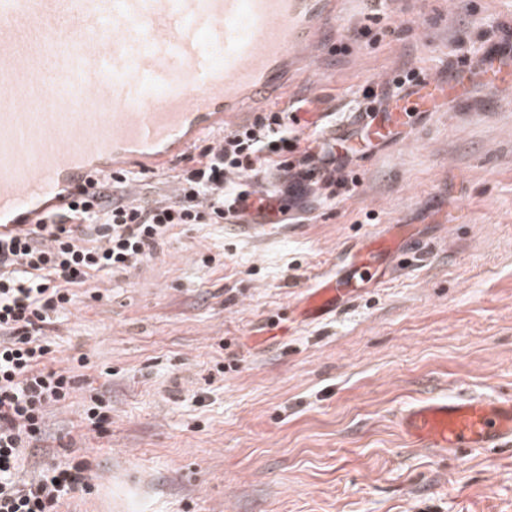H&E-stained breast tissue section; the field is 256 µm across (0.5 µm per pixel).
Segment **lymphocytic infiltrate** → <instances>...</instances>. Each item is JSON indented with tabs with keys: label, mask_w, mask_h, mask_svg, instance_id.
<instances>
[{
	"label": "lymphocytic infiltrate",
	"mask_w": 512,
	"mask_h": 512,
	"mask_svg": "<svg viewBox=\"0 0 512 512\" xmlns=\"http://www.w3.org/2000/svg\"><path fill=\"white\" fill-rule=\"evenodd\" d=\"M293 110L260 112L206 146L177 175L175 197L130 198L120 172L87 180L35 224L0 232V512H59L87 479L70 450L36 460L54 407L75 390L48 333L78 288L150 260L181 224H271L315 185L347 187L355 147L335 154L300 135Z\"/></svg>",
	"instance_id": "f902f5d3"
}]
</instances>
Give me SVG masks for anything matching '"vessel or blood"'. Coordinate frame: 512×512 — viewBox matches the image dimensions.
I'll use <instances>...</instances> for the list:
<instances>
[{"mask_svg": "<svg viewBox=\"0 0 512 512\" xmlns=\"http://www.w3.org/2000/svg\"><path fill=\"white\" fill-rule=\"evenodd\" d=\"M336 11V0H0V222L62 182L81 184L95 160L170 164L281 90L291 59L320 45ZM511 69L512 51L492 52L485 79ZM457 85L419 77L372 121L373 139ZM399 261L398 235L367 238L345 272L307 288L297 321L337 312ZM396 419L409 447L441 456L512 446V392L430 396Z\"/></svg>", "mask_w": 512, "mask_h": 512, "instance_id": "obj_1", "label": "vessel or blood"}]
</instances>
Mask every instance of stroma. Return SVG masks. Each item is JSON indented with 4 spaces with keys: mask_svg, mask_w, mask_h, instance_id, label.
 <instances>
[{
    "mask_svg": "<svg viewBox=\"0 0 512 512\" xmlns=\"http://www.w3.org/2000/svg\"><path fill=\"white\" fill-rule=\"evenodd\" d=\"M511 34L512 0H342L321 58L296 59L287 94L257 111L307 99L301 131L330 144L361 130L363 89L399 96L401 71L465 68L467 96L411 115L395 146L352 159L356 188L318 190L287 223L182 224L80 292L52 340L87 367L48 444L74 442L92 471L63 512H512V447L441 457L394 423L431 395L512 390V82L477 78ZM218 136L168 168L128 167L132 191L172 194ZM394 224L413 265L339 315L292 322L306 288ZM96 393L112 402L101 437L80 418Z\"/></svg>",
    "mask_w": 512,
    "mask_h": 512,
    "instance_id": "stroma-1",
    "label": "stroma"
}]
</instances>
